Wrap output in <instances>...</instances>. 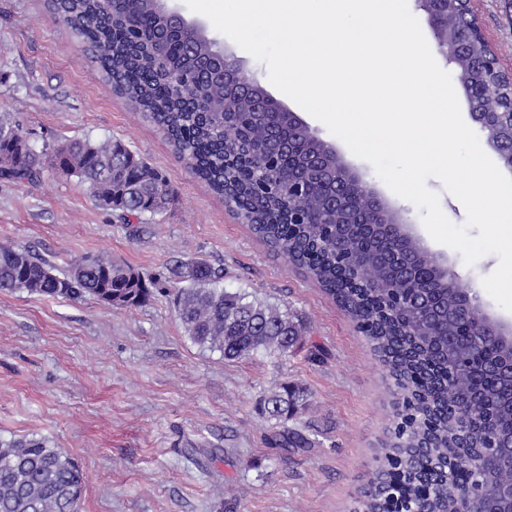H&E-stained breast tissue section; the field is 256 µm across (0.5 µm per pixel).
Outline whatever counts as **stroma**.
I'll use <instances>...</instances> for the list:
<instances>
[{
  "label": "stroma",
  "instance_id": "obj_1",
  "mask_svg": "<svg viewBox=\"0 0 512 512\" xmlns=\"http://www.w3.org/2000/svg\"><path fill=\"white\" fill-rule=\"evenodd\" d=\"M476 6L512 70V0ZM207 34L336 149L470 288L483 314L512 325V311L482 285L496 255L469 266L434 241L417 206L277 90L264 63L215 27ZM0 112L39 147L121 141L174 189L154 223L126 224L98 208L77 176L56 168H45L34 185L0 180V246L27 248L60 276L76 259L103 253L152 290L131 310L0 290V437L43 436L70 454L85 476L79 512H354L382 464L396 397L352 319L192 175L162 134L113 93L44 0H0ZM189 260L221 270L226 288L301 315L303 347L228 361L191 343L164 294L169 267ZM284 382L310 394L289 425L314 438V447L288 453L271 442L279 426L260 402Z\"/></svg>",
  "mask_w": 512,
  "mask_h": 512
}]
</instances>
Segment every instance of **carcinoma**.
I'll return each instance as SVG.
<instances>
[{
    "label": "carcinoma",
    "instance_id": "carcinoma-1",
    "mask_svg": "<svg viewBox=\"0 0 512 512\" xmlns=\"http://www.w3.org/2000/svg\"><path fill=\"white\" fill-rule=\"evenodd\" d=\"M49 10L98 63L113 91L134 103L164 136L190 172L234 205L242 222L271 249L306 271L339 307L361 323L371 350L394 381L397 406L383 448L385 467L358 500L355 512H512V457L493 447L512 438V377L492 375L494 360L512 365V338L476 330L478 309L458 311L464 285L434 275L439 263L407 236L375 245L358 224L328 214L329 180L315 176L308 192L282 190L254 199L243 169L263 171L266 143L301 137L295 126L248 111L232 99L211 71L218 49L193 32L172 30L163 0H46ZM459 38L472 44L468 71L473 95L490 109L500 96L485 77L480 47L467 24ZM192 100L207 112L189 111ZM10 113H0V179L39 181L47 146L27 148ZM56 165L77 176L95 202L147 224L167 211L174 190L153 166L112 139L73 140L54 150ZM120 169L102 181V171ZM420 255L414 273L387 263V246ZM178 287L173 303L189 339L226 360L262 353L286 356L304 345L307 328L294 314L264 300L248 299L221 285L203 260L169 267ZM0 289L51 298L90 297L105 307L132 308L149 294L139 275L105 254L87 256L60 277L24 248L0 247ZM308 395L283 383L263 397L269 418L282 424L273 443L284 451L312 440L287 422ZM85 477L74 458L44 437L0 439V512H78Z\"/></svg>",
    "mask_w": 512,
    "mask_h": 512
}]
</instances>
